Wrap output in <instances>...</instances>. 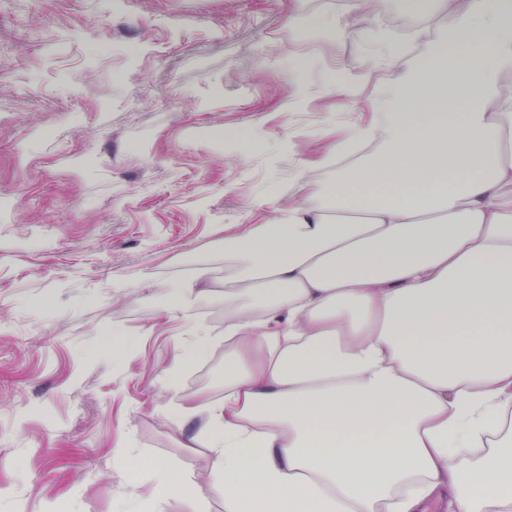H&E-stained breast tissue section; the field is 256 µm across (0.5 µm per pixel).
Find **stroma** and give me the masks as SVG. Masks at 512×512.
I'll use <instances>...</instances> for the list:
<instances>
[{"instance_id": "stroma-1", "label": "stroma", "mask_w": 512, "mask_h": 512, "mask_svg": "<svg viewBox=\"0 0 512 512\" xmlns=\"http://www.w3.org/2000/svg\"><path fill=\"white\" fill-rule=\"evenodd\" d=\"M292 14L352 26L312 39ZM442 28L406 0L371 24L353 0H0V512H115L129 444L140 501L154 457L209 472L163 384L174 369L180 399L224 392L225 227L301 182L318 203L390 53L408 64ZM360 69L366 83L332 85ZM292 76L309 98L288 108ZM174 280L199 298L160 315ZM195 326L211 354L179 366Z\"/></svg>"}]
</instances>
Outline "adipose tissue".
<instances>
[{"label": "adipose tissue", "instance_id": "1", "mask_svg": "<svg viewBox=\"0 0 512 512\" xmlns=\"http://www.w3.org/2000/svg\"><path fill=\"white\" fill-rule=\"evenodd\" d=\"M435 2L373 160L225 236L224 397L167 407L209 477L156 459L126 512H512V0Z\"/></svg>", "mask_w": 512, "mask_h": 512}]
</instances>
